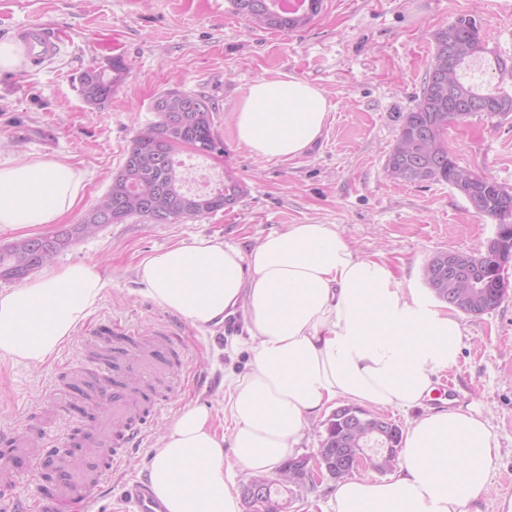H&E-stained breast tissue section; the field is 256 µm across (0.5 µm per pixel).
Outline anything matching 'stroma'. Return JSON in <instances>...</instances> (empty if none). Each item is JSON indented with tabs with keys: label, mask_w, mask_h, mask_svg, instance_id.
Listing matches in <instances>:
<instances>
[{
	"label": "stroma",
	"mask_w": 512,
	"mask_h": 512,
	"mask_svg": "<svg viewBox=\"0 0 512 512\" xmlns=\"http://www.w3.org/2000/svg\"><path fill=\"white\" fill-rule=\"evenodd\" d=\"M466 15L481 25L487 49L512 65V0H323L308 25L284 33L248 24L228 0H0V41L34 23L56 50L40 64L0 72V158L64 159L85 170L82 197L65 218L81 217L109 189L132 139L155 120L153 100L178 88L215 105L214 133L224 151L208 158L245 195L232 208L174 224L138 218L103 225L75 240L52 264L98 265L112 287L80 325L73 342L39 367L0 359V428L51 412L57 443L79 423L57 395V381L82 363L88 327L120 321L141 332L168 327L181 341L179 381L93 496L87 512H113L114 499L147 479L155 448L187 406L208 404L221 430L227 372H244L251 341L234 353L232 333L204 331L141 291L138 262L154 250L194 237L243 246L289 224H332L362 255L386 260L410 294L427 293L423 268L446 250L484 251L496 220L475 216L448 183L392 181L387 154L400 117L414 105L434 53L436 31ZM122 58L128 70L104 108L87 105L79 76ZM290 74L316 85L332 106L326 130L305 154L265 159L237 145L232 115L256 79ZM459 165L512 190V114L477 113L448 128ZM457 363L440 374L426 409L453 406L480 416L498 444L496 466L480 501L500 512L512 498V293L494 310L462 318Z\"/></svg>",
	"instance_id": "35a3bbf8"
}]
</instances>
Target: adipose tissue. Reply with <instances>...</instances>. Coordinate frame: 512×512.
<instances>
[{"mask_svg":"<svg viewBox=\"0 0 512 512\" xmlns=\"http://www.w3.org/2000/svg\"><path fill=\"white\" fill-rule=\"evenodd\" d=\"M330 105L293 75L252 82L233 114L253 155L293 159L318 141ZM86 173L57 159L0 160V227L39 229L76 205ZM144 294L200 329L242 313L257 339L245 374L224 379L229 435L205 404L186 407L150 466L165 512H240L230 469L275 471L312 418L339 399L409 411L423 405L462 346L461 317L409 296L390 265L362 256L331 224H290L257 245L195 238L141 260ZM97 265L50 269L0 290V358L39 366L71 342L111 288ZM498 455L486 422L455 407L414 421L396 472L338 482L330 512H481Z\"/></svg>","mask_w":512,"mask_h":512,"instance_id":"obj_1","label":"adipose tissue"}]
</instances>
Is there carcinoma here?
Masks as SVG:
<instances>
[{"instance_id": "obj_1", "label": "carcinoma", "mask_w": 512, "mask_h": 512, "mask_svg": "<svg viewBox=\"0 0 512 512\" xmlns=\"http://www.w3.org/2000/svg\"><path fill=\"white\" fill-rule=\"evenodd\" d=\"M234 13L251 24L281 32L293 31L308 24L321 9L322 0H302V7L291 10L278 6L279 0H229ZM435 49L426 71L421 94L415 105L402 116L398 136L390 150L385 170L393 179L416 183L437 179L453 185L457 176L465 175L468 183L461 195L480 218L505 220L512 218V199L507 201L496 190V181L471 169L448 163L445 133L448 126L473 115L470 105L478 103L482 112L495 117L512 112V93L504 87L482 90V84L466 76L473 59L486 52L481 29L476 20L458 17L440 28L434 37ZM457 41L465 54L448 64V42ZM127 65L122 58L112 59L109 70L87 68L80 77L84 101L95 108L112 99ZM215 104L204 94L169 89L154 102L157 121L132 140L124 163L96 207L89 210L80 223L66 228L63 237L33 256L28 250L30 239H19L13 247L0 250V279L15 281L25 278L34 268L48 264L55 255L73 241L92 232L86 230L97 223L96 208L112 202V223L122 224L130 217H140L154 224H173L195 219L227 207V197L236 192L230 181L212 193H197L185 186L181 163L175 157L179 146L194 148L202 158L224 152V144L215 137L213 112ZM499 261L494 247L488 246L478 262L463 271L472 283L470 296L457 304V310L480 315L497 308L503 297L495 288ZM373 414L356 406H341L322 423L320 442L326 448L325 461L334 468L342 465L346 449L353 447L352 421H369Z\"/></svg>"}]
</instances>
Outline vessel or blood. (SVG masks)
I'll list each match as a JSON object with an SVG mask.
<instances>
[{
	"instance_id": "1",
	"label": "vessel or blood",
	"mask_w": 512,
	"mask_h": 512,
	"mask_svg": "<svg viewBox=\"0 0 512 512\" xmlns=\"http://www.w3.org/2000/svg\"><path fill=\"white\" fill-rule=\"evenodd\" d=\"M177 350V338L168 330L144 333L116 322L91 328L84 357L110 368L111 383L100 384L96 373L78 367L58 388L65 400L101 403L105 410L73 440L72 454L60 460L51 453L41 423L25 420L0 430V512H85L105 476L139 444L160 393L176 383ZM32 468L46 469L52 477L27 501L13 490ZM125 497L136 512H164L148 482L135 483Z\"/></svg>"
}]
</instances>
